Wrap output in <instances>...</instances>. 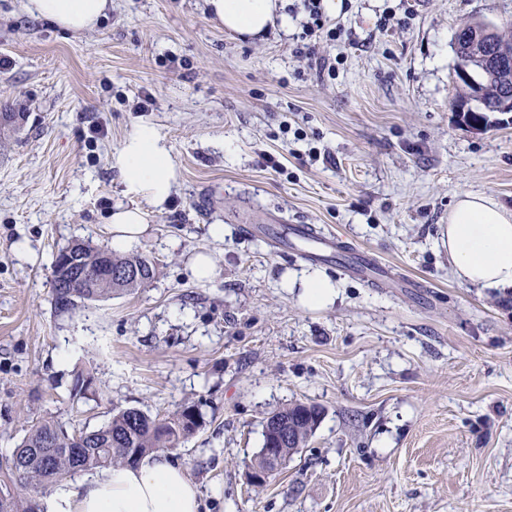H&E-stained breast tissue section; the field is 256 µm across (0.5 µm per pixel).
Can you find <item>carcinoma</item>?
<instances>
[{"label": "carcinoma", "mask_w": 512, "mask_h": 512, "mask_svg": "<svg viewBox=\"0 0 512 512\" xmlns=\"http://www.w3.org/2000/svg\"><path fill=\"white\" fill-rule=\"evenodd\" d=\"M483 106L495 105L500 99H512V81H483ZM136 269L139 278L126 272ZM92 270L97 279L79 278ZM154 260L141 254L119 255L108 246L74 242L56 255L53 264V296L56 308L73 311L123 291L145 287L154 277ZM322 410L314 404L298 403L271 413L279 426L290 431L265 427L263 449L252 467L272 470L265 448H277L284 461L305 447L320 421ZM201 422L190 406L171 416H151L139 408L119 409L103 427L68 434L50 421L32 428L15 449L12 458L0 462V512H33V497L45 493L64 476L109 466H131L143 456L158 450L175 448L194 434Z\"/></svg>", "instance_id": "carcinoma-1"}]
</instances>
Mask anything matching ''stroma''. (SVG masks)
Segmentation results:
<instances>
[{
  "label": "stroma",
  "instance_id": "1",
  "mask_svg": "<svg viewBox=\"0 0 512 512\" xmlns=\"http://www.w3.org/2000/svg\"><path fill=\"white\" fill-rule=\"evenodd\" d=\"M286 11L288 32L243 39L204 0H112L73 34L0 0V113L26 115L0 154V459L42 420L71 433L116 407L193 405L203 425L169 455L202 512H512V289L460 282L439 245L459 193L512 209V123L475 132L451 109L457 29L512 21V0H346L323 15L340 37L317 41L332 73L296 54L302 0ZM142 126L173 165L159 206L116 164ZM119 204L146 212L132 250L154 279L58 312L56 253L109 244ZM274 217L335 232L388 278L240 231ZM305 270L335 284L331 304L285 287ZM295 403L324 414L252 485L267 414Z\"/></svg>",
  "mask_w": 512,
  "mask_h": 512
}]
</instances>
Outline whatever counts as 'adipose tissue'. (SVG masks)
I'll return each instance as SVG.
<instances>
[{"mask_svg": "<svg viewBox=\"0 0 512 512\" xmlns=\"http://www.w3.org/2000/svg\"><path fill=\"white\" fill-rule=\"evenodd\" d=\"M213 21L232 33L261 37L274 26L288 28L281 0H205ZM112 0H25L31 16L80 34L94 29ZM127 190L161 205L173 186L172 164L156 131L138 129L116 158ZM112 247L137 244L148 226L140 208H120L110 217ZM441 243L454 277L483 288H512V209L492 197L459 194L448 213ZM47 512H200L197 486L185 469L163 453L138 466H114L57 487L45 502Z\"/></svg>", "mask_w": 512, "mask_h": 512, "instance_id": "adipose-tissue-1", "label": "adipose tissue"}]
</instances>
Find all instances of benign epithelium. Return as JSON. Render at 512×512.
Wrapping results in <instances>:
<instances>
[{
  "instance_id": "1",
  "label": "benign epithelium",
  "mask_w": 512,
  "mask_h": 512,
  "mask_svg": "<svg viewBox=\"0 0 512 512\" xmlns=\"http://www.w3.org/2000/svg\"><path fill=\"white\" fill-rule=\"evenodd\" d=\"M462 39L456 46L461 61L458 66L460 79L469 85L463 97L457 99L452 107L458 120L466 127L482 131L485 129V120L475 119L472 112L476 111L477 102L480 100L483 85L476 81L472 73L481 70L490 77H501L505 74L512 75V43L501 44L494 56L484 53V45L492 41L495 34L493 27L483 21L462 28Z\"/></svg>"
}]
</instances>
